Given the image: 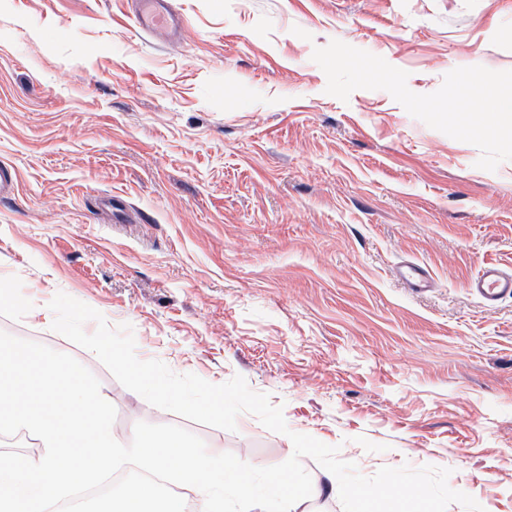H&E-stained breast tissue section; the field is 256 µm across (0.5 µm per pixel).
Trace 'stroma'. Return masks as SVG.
Returning a JSON list of instances; mask_svg holds the SVG:
<instances>
[{
    "mask_svg": "<svg viewBox=\"0 0 512 512\" xmlns=\"http://www.w3.org/2000/svg\"><path fill=\"white\" fill-rule=\"evenodd\" d=\"M171 40L129 0H0V331L72 355L117 416L174 424L258 467L293 454L248 413L236 431L150 405L37 314L57 293L130 325L139 359L242 376L290 430L371 476L450 469L512 512V300L485 307L482 262L512 269V160L411 116L384 90L327 94L314 48L339 40L408 74L512 70V0H169ZM423 266L414 291L395 269ZM301 463L297 512H342Z\"/></svg>",
    "mask_w": 512,
    "mask_h": 512,
    "instance_id": "obj_1",
    "label": "stroma"
}]
</instances>
